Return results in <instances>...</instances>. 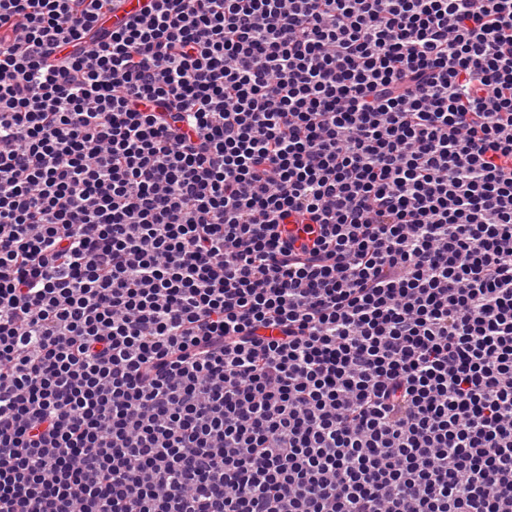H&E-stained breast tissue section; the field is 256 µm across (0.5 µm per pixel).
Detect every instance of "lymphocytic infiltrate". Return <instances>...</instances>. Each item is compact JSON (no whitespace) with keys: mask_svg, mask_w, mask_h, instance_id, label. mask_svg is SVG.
<instances>
[{"mask_svg":"<svg viewBox=\"0 0 512 512\" xmlns=\"http://www.w3.org/2000/svg\"><path fill=\"white\" fill-rule=\"evenodd\" d=\"M112 2L0 0V512H512V0Z\"/></svg>","mask_w":512,"mask_h":512,"instance_id":"obj_1","label":"lymphocytic infiltrate"}]
</instances>
